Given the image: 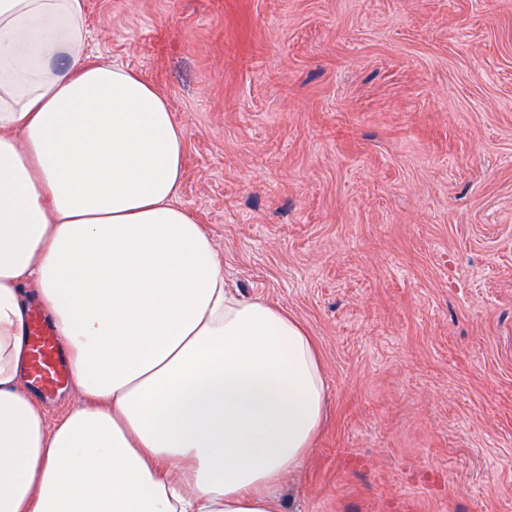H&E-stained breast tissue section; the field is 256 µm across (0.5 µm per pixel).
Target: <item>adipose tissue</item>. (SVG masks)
Listing matches in <instances>:
<instances>
[{
    "instance_id": "ef3b65f1",
    "label": "adipose tissue",
    "mask_w": 512,
    "mask_h": 512,
    "mask_svg": "<svg viewBox=\"0 0 512 512\" xmlns=\"http://www.w3.org/2000/svg\"><path fill=\"white\" fill-rule=\"evenodd\" d=\"M86 0H0V512H284L324 417L313 337L224 286L183 128L87 50ZM82 401L27 387L31 307ZM68 385L55 388L49 393L40 392L38 395L32 391L28 384L30 390L36 395L45 408L50 421H54L67 413L77 403V396L72 393V387H68Z\"/></svg>"
}]
</instances>
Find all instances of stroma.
<instances>
[{
	"label": "stroma",
	"mask_w": 512,
	"mask_h": 512,
	"mask_svg": "<svg viewBox=\"0 0 512 512\" xmlns=\"http://www.w3.org/2000/svg\"><path fill=\"white\" fill-rule=\"evenodd\" d=\"M224 282L309 329L285 512H512V0H87Z\"/></svg>",
	"instance_id": "35a3bbf8"
}]
</instances>
